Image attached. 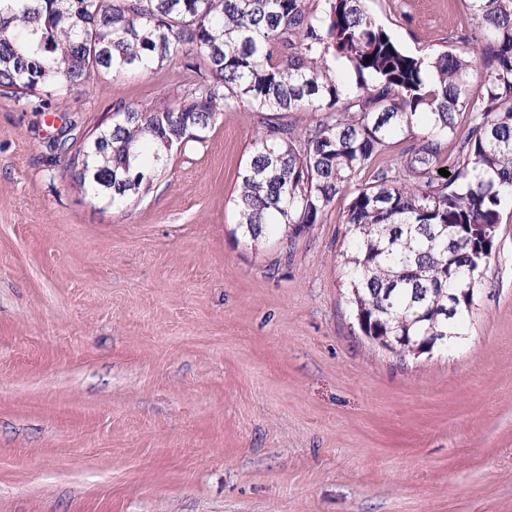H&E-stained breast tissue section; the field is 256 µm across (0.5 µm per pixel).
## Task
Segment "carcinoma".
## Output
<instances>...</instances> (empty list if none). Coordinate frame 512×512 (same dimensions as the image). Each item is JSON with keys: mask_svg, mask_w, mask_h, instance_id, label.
Returning <instances> with one entry per match:
<instances>
[{"mask_svg": "<svg viewBox=\"0 0 512 512\" xmlns=\"http://www.w3.org/2000/svg\"><path fill=\"white\" fill-rule=\"evenodd\" d=\"M471 7L457 47L409 54L365 0H324L319 13L308 0H0V90L35 97L104 72L175 69L172 106L116 103L109 123L54 145L84 159L66 165L70 182L113 208L150 193L173 151L202 142L224 109L247 105L262 135L233 200L240 235L290 246L351 191L355 319L405 361L466 335L473 300L458 289L478 286L512 199V0ZM416 129L399 165L378 162Z\"/></svg>", "mask_w": 512, "mask_h": 512, "instance_id": "cac0c4a2", "label": "carcinoma"}]
</instances>
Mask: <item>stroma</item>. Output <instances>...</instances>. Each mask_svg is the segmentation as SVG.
Returning a JSON list of instances; mask_svg holds the SVG:
<instances>
[{
  "mask_svg": "<svg viewBox=\"0 0 512 512\" xmlns=\"http://www.w3.org/2000/svg\"><path fill=\"white\" fill-rule=\"evenodd\" d=\"M406 52L470 0H366ZM169 69L0 95V512H512V201L456 348L405 361L349 304L336 199L290 250L233 198L248 107L113 209L72 185L59 130L156 110Z\"/></svg>",
  "mask_w": 512,
  "mask_h": 512,
  "instance_id": "obj_1",
  "label": "stroma"
}]
</instances>
